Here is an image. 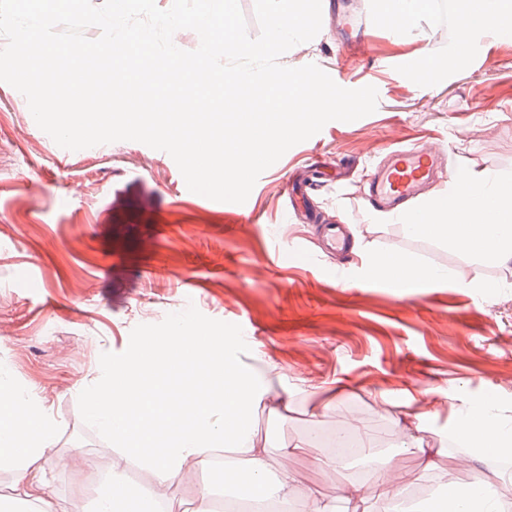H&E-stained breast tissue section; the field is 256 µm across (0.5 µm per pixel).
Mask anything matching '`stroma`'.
<instances>
[{
  "label": "stroma",
  "mask_w": 512,
  "mask_h": 512,
  "mask_svg": "<svg viewBox=\"0 0 512 512\" xmlns=\"http://www.w3.org/2000/svg\"><path fill=\"white\" fill-rule=\"evenodd\" d=\"M362 7L372 25L355 46L340 19ZM427 58L437 67L424 84L407 65ZM279 62L316 64L347 89L374 86L377 109L290 148L242 211L189 191L172 157L140 142L60 152L26 122V98L0 82V388L41 404L51 422L45 458L24 469L0 463L7 512H93V483L115 470L130 486L153 484V473L138 476L101 454L110 437L80 393L163 341L183 305L188 329L229 339L241 363L268 378L253 439L287 460L298 512L306 489L337 499L340 480L359 470L354 459L320 467L332 448L303 445L343 414L377 443L397 438L403 407L417 408L426 391L448 395L424 427L434 437L448 427L456 445L434 448L428 470L416 452L398 456L391 478L405 496L446 481L465 443L460 416L475 401L493 396L512 419V263L408 231L410 212L426 210L439 184L423 185L394 220L363 198L398 143L440 141V170L512 178V37L482 33L462 51L455 36L423 25L402 40L379 0H329L319 34ZM315 171L326 176L319 189L288 200L284 184H305ZM327 224L344 225L348 255L323 253ZM294 239L308 243V255L275 252L274 243ZM390 254L448 276L393 287L372 272ZM460 268L472 280L450 278ZM283 398L287 412L274 415ZM76 446L90 461L78 481L65 465Z\"/></svg>",
  "instance_id": "obj_1"
}]
</instances>
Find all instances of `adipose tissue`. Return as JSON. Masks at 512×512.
<instances>
[{
	"mask_svg": "<svg viewBox=\"0 0 512 512\" xmlns=\"http://www.w3.org/2000/svg\"><path fill=\"white\" fill-rule=\"evenodd\" d=\"M476 9L461 12L456 29L462 42L479 33L500 35L512 32V0H477ZM453 181L468 186L465 195L450 191L433 198L427 223L411 224L413 233L448 240L463 251L500 262L512 261V180L493 176L474 180L464 170ZM178 335L158 344L156 350L126 363L117 379L106 386L85 389L82 399L90 419L101 425L113 444L129 454L162 445L158 456H144L157 479L146 489L115 495L111 482H103L95 493L94 512H154L165 499L168 487L189 475L188 462L203 463L220 445L240 449L245 484L260 499L288 500L294 477L281 468L276 484L265 475L271 466L269 449L250 441L249 413L259 404L265 387L246 375L234 352L223 340L212 339L202 349L172 361L168 348L178 345ZM209 382V395H200V379ZM181 391L184 403L172 408L168 396ZM462 421L463 434L479 455L493 448L512 452V422L502 419L494 398L470 408ZM48 420L39 405L17 396L0 403V462L18 463L44 457L49 448L43 439ZM142 455V454H141ZM375 484L350 485L345 493V512H369V500L394 504L398 494L389 474L392 459L367 454Z\"/></svg>",
	"mask_w": 512,
	"mask_h": 512,
	"instance_id": "adipose-tissue-1",
	"label": "adipose tissue"
}]
</instances>
